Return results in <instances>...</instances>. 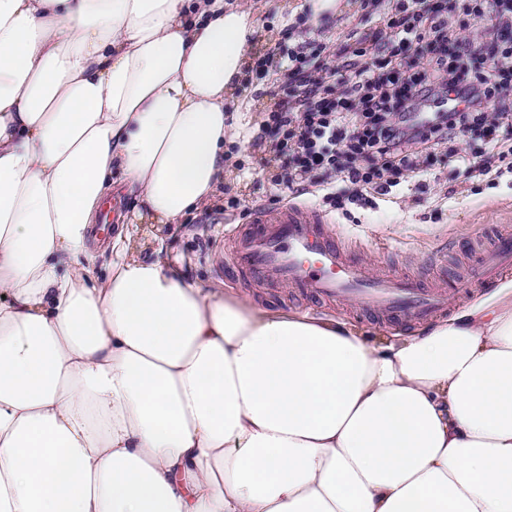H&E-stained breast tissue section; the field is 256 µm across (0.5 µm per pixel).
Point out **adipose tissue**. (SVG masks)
<instances>
[{
	"label": "adipose tissue",
	"instance_id": "1",
	"mask_svg": "<svg viewBox=\"0 0 512 512\" xmlns=\"http://www.w3.org/2000/svg\"><path fill=\"white\" fill-rule=\"evenodd\" d=\"M254 33L0 0V512H512V283L375 347L129 257L212 202Z\"/></svg>",
	"mask_w": 512,
	"mask_h": 512
}]
</instances>
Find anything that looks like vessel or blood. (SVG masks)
<instances>
[{"label":"vessel or blood","mask_w":512,"mask_h":512,"mask_svg":"<svg viewBox=\"0 0 512 512\" xmlns=\"http://www.w3.org/2000/svg\"><path fill=\"white\" fill-rule=\"evenodd\" d=\"M250 225L229 252L228 271L266 284H286L325 301L354 298L392 322H427L445 315L442 291L420 287L415 277L371 273L346 258L331 218L298 204L253 208ZM512 274V234L480 253L470 283L487 287Z\"/></svg>","instance_id":"obj_1"}]
</instances>
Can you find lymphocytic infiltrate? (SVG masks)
Here are the masks:
<instances>
[{
	"instance_id": "obj_1",
	"label": "lymphocytic infiltrate",
	"mask_w": 512,
	"mask_h": 512,
	"mask_svg": "<svg viewBox=\"0 0 512 512\" xmlns=\"http://www.w3.org/2000/svg\"><path fill=\"white\" fill-rule=\"evenodd\" d=\"M459 6L483 24L481 37H455L448 11L401 0L384 27L352 25L332 63L311 39L280 48L286 81L266 89L272 105L254 143L286 158L289 185L323 187L325 202L344 209L388 194L394 176L447 146L465 181L512 172V0ZM471 132L487 145L478 161L458 147Z\"/></svg>"
}]
</instances>
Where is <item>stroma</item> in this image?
<instances>
[{"mask_svg":"<svg viewBox=\"0 0 512 512\" xmlns=\"http://www.w3.org/2000/svg\"><path fill=\"white\" fill-rule=\"evenodd\" d=\"M257 20L251 55L260 57L282 45L310 36L321 43L341 37L358 0H337L334 11L312 16L308 0H244ZM276 80L274 71L252 69L243 84L242 99L248 111L225 152L233 158L229 176L217 187L215 198L205 208L188 215L179 224H134L133 256L143 261L156 257L180 269L208 288H221L254 304L288 313L334 319L358 331L369 344L406 336L416 324L395 325L384 317L365 312L360 303L345 300L321 305L284 285L265 286L247 275L224 278L226 253L234 231L245 227L247 212L257 206L273 207L276 198H290L287 185L277 183L283 175L280 163L267 151L255 147L253 137L268 107L254 97ZM457 176L446 154L430 159L427 173L410 177L406 189L377 197L375 205L350 206L348 213L331 211L318 188L299 196V203L330 213L338 232L360 239L357 258L375 270L425 275L448 295V310L468 305L454 279H442V268L465 272L486 239L497 232H512V174L496 180H477L463 193L452 196L450 185ZM238 198L239 207L226 202Z\"/></svg>","mask_w":512,"mask_h":512,"instance_id":"1","label":"stroma"}]
</instances>
